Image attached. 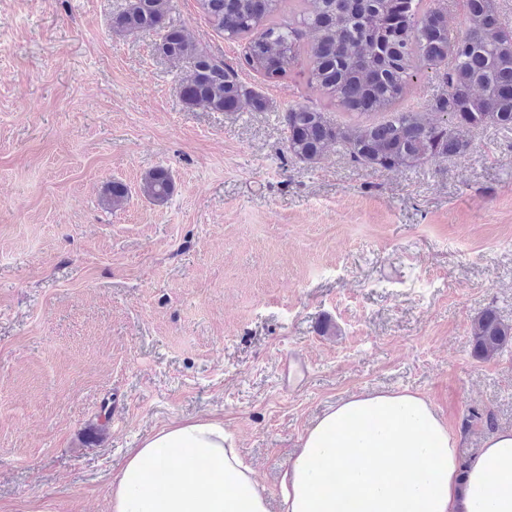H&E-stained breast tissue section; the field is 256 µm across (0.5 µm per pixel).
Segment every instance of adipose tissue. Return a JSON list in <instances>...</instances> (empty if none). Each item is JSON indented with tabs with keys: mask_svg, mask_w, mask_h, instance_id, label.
Wrapping results in <instances>:
<instances>
[{
	"mask_svg": "<svg viewBox=\"0 0 512 512\" xmlns=\"http://www.w3.org/2000/svg\"><path fill=\"white\" fill-rule=\"evenodd\" d=\"M460 437L418 392L362 393L302 435L279 484L280 512H512V429L460 460ZM204 461L208 469L195 468ZM175 468L164 486L156 472ZM111 512H269L268 498L223 423L189 420L130 449Z\"/></svg>",
	"mask_w": 512,
	"mask_h": 512,
	"instance_id": "obj_1",
	"label": "adipose tissue"
}]
</instances>
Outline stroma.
<instances>
[{"mask_svg":"<svg viewBox=\"0 0 512 512\" xmlns=\"http://www.w3.org/2000/svg\"><path fill=\"white\" fill-rule=\"evenodd\" d=\"M174 5L266 110L185 108L187 62L113 31L125 0H0V512H109L127 450L181 421H223L272 502L305 430L360 393L422 392L464 458L512 428V343L483 361L471 336L491 306L512 324V130L409 169L302 163L289 106L354 116L306 60L265 81ZM444 89L421 71L394 108L438 121ZM143 196L155 203L168 200L173 191V181L170 171L159 167L146 174L141 188Z\"/></svg>","mask_w":512,"mask_h":512,"instance_id":"stroma-1","label":"stroma"}]
</instances>
